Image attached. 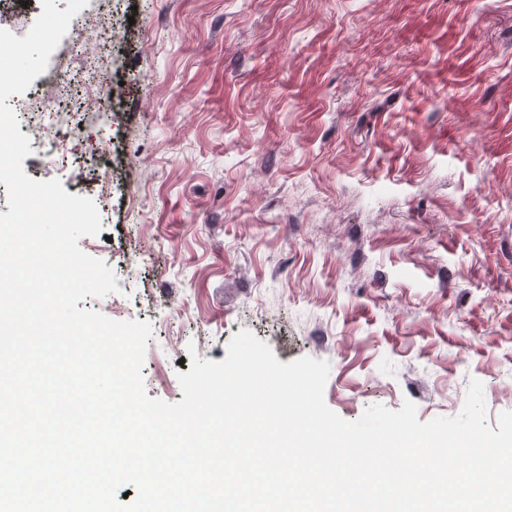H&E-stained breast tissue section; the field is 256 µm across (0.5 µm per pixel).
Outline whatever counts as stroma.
<instances>
[{"label": "stroma", "instance_id": "obj_1", "mask_svg": "<svg viewBox=\"0 0 512 512\" xmlns=\"http://www.w3.org/2000/svg\"><path fill=\"white\" fill-rule=\"evenodd\" d=\"M72 23L98 52L60 42L48 73L111 90L23 168L94 202L79 246L119 291L79 307L151 323L149 397L248 329L328 361L350 421L457 416L473 378L490 426L512 411V0H88Z\"/></svg>", "mask_w": 512, "mask_h": 512}]
</instances>
